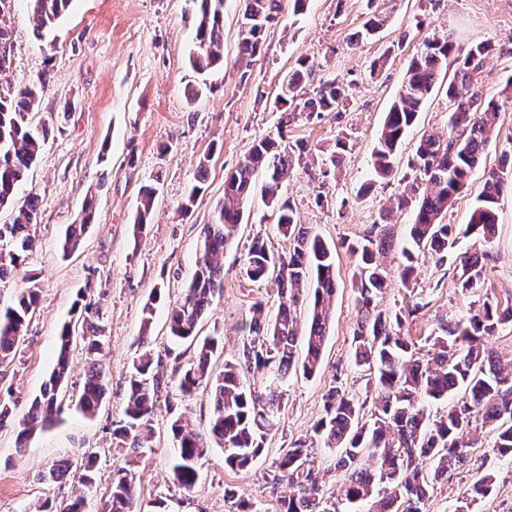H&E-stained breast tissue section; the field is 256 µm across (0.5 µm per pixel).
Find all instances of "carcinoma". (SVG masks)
Masks as SVG:
<instances>
[{"label": "carcinoma", "mask_w": 512, "mask_h": 512, "mask_svg": "<svg viewBox=\"0 0 512 512\" xmlns=\"http://www.w3.org/2000/svg\"><path fill=\"white\" fill-rule=\"evenodd\" d=\"M33 31L40 36L51 30L69 9L72 0H30ZM195 16L194 51L189 62L198 73L224 67V0H190ZM11 9L0 0V207H16L11 224H0V283L9 280L23 262L24 254L35 249L30 226L38 223V197L28 195L16 203V191L36 163L48 137V130L29 122L41 92L36 84L17 88L8 82L12 65L14 36L6 26ZM281 12V0H245L241 53L258 55L270 27ZM381 28L379 15L371 11L349 42L372 37ZM492 49L489 43L457 45L451 35L428 36L410 60L402 90L387 113L373 150V179L395 175L396 159L405 134L416 121L422 105L432 93L437 75L454 66L448 83V133L428 132L421 136L408 162L404 190L394 198L396 208H413L410 243L399 251L397 273L407 292L414 291L415 262L429 253L443 263L458 246L459 235L485 246L496 233V203L512 189V151L501 153L499 167L484 181L478 204L463 232L445 222L455 195L467 185L488 146L498 119L500 105L484 96L477 75ZM320 67L317 60L300 57L291 76L282 84L286 94L275 98L280 121L277 137L254 141L224 180V200L203 225L202 249L195 269L180 300L168 307V327L177 340H194L198 326L224 288V251L232 244L245 207L255 191V176L262 173V197L276 221L278 232L288 239V252L274 254L263 242L248 250L241 271L256 282L274 276L277 285L276 312L259 319L265 303L254 308L258 317L243 337L244 363L226 361L219 374L208 369L211 354L223 344V337L209 336L199 343V358L179 370L178 387L190 394L205 386L212 400L208 428L201 432L184 416L176 417L170 430L177 442L173 480L190 490L198 480L197 462L207 448L224 449V465L240 471L250 468L265 452L269 432L287 406L285 385L297 364L298 339H303V375L317 371L334 319L336 296V250L317 233L297 223L293 207L283 198L281 188L295 168L311 151L308 143L288 140V127L301 114L320 117L325 112L346 111L352 86L326 81L307 87ZM349 148V138L336 136L334 150L321 161L320 175L328 178L339 168ZM158 186L146 185L132 224V236L140 239L151 223ZM393 208L381 213L382 223L362 241L350 245L358 257L352 283L357 311L353 335V361L368 368L375 381L366 384L365 396L352 394L337 383L324 395L323 414L314 427L315 435L328 448L336 449L335 467L344 472V482L327 494L319 486L309 448L295 441L280 449L266 473L272 485L288 484L283 512H345L344 506H366L365 512H423L435 484L449 481L468 461L467 448L477 443L480 430L495 433L493 453L512 458V361L504 364L483 344L503 325L512 324V304L501 305L485 282L482 260L486 253L474 252L460 259L456 285L461 291L479 295L475 307L451 323L440 322V334L428 336L427 354L419 355L416 343L401 333L405 314L427 308L418 301L392 312L380 309L388 288L387 272L379 258L392 250L386 222ZM93 202L85 204L80 223L68 226L62 251L77 252L94 220ZM13 304L0 313V370L16 359L29 315L39 298L36 279ZM143 308L140 352L129 376L126 420L113 430L123 448L134 453L147 447L153 416L163 386L162 374L154 369L151 330L155 302ZM308 304L309 326L298 336L295 312ZM99 308L92 302L77 308V319L59 332L57 364L40 395L18 420L19 443L45 428L61 412L58 404L71 348L80 344L89 360V371L78 408L87 415L98 411L104 396V376L97 362L103 348V328L97 323ZM258 371L262 384L249 382L244 370ZM94 453L80 462H66L52 468L53 481L78 472L79 483L93 484ZM493 472L479 478L470 495L456 512H471L479 496L493 487ZM135 481L120 471L112 480V493L105 512H133ZM45 512H85L86 499L77 493L66 501L47 503Z\"/></svg>", "instance_id": "1"}]
</instances>
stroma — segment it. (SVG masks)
Here are the masks:
<instances>
[{
    "mask_svg": "<svg viewBox=\"0 0 512 512\" xmlns=\"http://www.w3.org/2000/svg\"><path fill=\"white\" fill-rule=\"evenodd\" d=\"M386 18L373 38L348 44L366 13V0H310L302 15H294L290 0L268 32L261 54H240L243 0H224V69L211 77L212 89L189 99L187 89L197 75L188 65L194 46L193 6L188 0H73L54 30L36 36L28 0H15L8 25L15 51L9 78L25 86L45 81L46 87L30 114L52 135L25 181L18 198L37 194L40 221L32 228L37 247L19 273L0 285V306L9 305L27 287V274L38 277L39 303L29 315L24 340L12 368L0 381V398L12 397L25 412L38 396L55 366L57 335L74 318V304L87 294L100 306L104 347L100 364L105 397L95 416L64 406L52 424L18 446V427H0V512H42L47 501H63L84 491L87 512H101L121 468L137 478L136 502L142 512H237L239 502L253 512H280L287 487H272L265 473L279 449L313 436L323 414L322 396L340 381L349 392L363 394L366 379L353 363L356 328L355 294L351 277L356 257L349 243L361 240L379 223L381 209L400 193L402 176L421 134L448 130V100L444 91L427 99L398 153L397 174L384 181L372 175L373 147L386 113L399 95L409 59L422 39L453 34L457 43L487 42L494 50L478 76L486 97L501 106L491 144L467 187L455 196L446 220L467 224L478 203L485 170L497 167L502 151L512 150V97L504 88L512 76V0H377ZM392 58L378 75L370 66L384 51ZM315 58L320 68L312 83L335 79L353 83L343 116L324 113L321 119H299L288 135L316 151L330 148L337 134L350 138L351 148L335 177L317 178V169L296 168L282 192L299 224L312 228L336 248V317L316 374L291 373L288 404L267 437L265 453L247 471L224 465V452L207 449L198 464L191 490L173 482L172 418L188 416L206 429L212 404L206 390L193 394L178 388V371L198 355L196 344L170 340L167 307L179 299L193 271L200 246V229L224 197V178L255 139L277 133L279 113L274 99L298 57ZM206 161L207 174L197 165ZM158 183L153 220L141 239H133L134 220L142 186ZM199 194H192L194 185ZM323 204H316V197ZM93 200L96 220L81 250L67 256L61 242L67 225L78 223L86 200ZM190 215H182L186 200ZM498 232L487 246L485 274L498 299L512 295V192L496 205ZM273 252L288 244L260 195H253L237 237L224 254V288L199 326L200 336H220L223 350L211 357L210 369L220 372L225 361L241 358L242 329L255 316L253 304L277 302L273 282L253 283L240 267L254 241ZM383 264L392 275L380 301L397 309L409 297L425 301L426 309L408 318L404 333L420 343L434 335L439 319H455L474 300L455 285V260L436 263L425 256L417 265L415 295H408L394 272L395 254ZM156 302L152 354L167 384L152 421L149 446L139 454L120 447L112 431L125 417L128 376L138 354L142 309L153 293ZM494 437L486 432L463 473L438 485L425 504L426 512H455L478 479L480 467L495 474L489 494L477 500L475 512H512V460L493 457ZM98 456L94 483L81 489L76 476L56 482L46 473L62 462H77L85 452Z\"/></svg>",
    "mask_w": 512,
    "mask_h": 512,
    "instance_id": "stroma-1",
    "label": "stroma"
}]
</instances>
